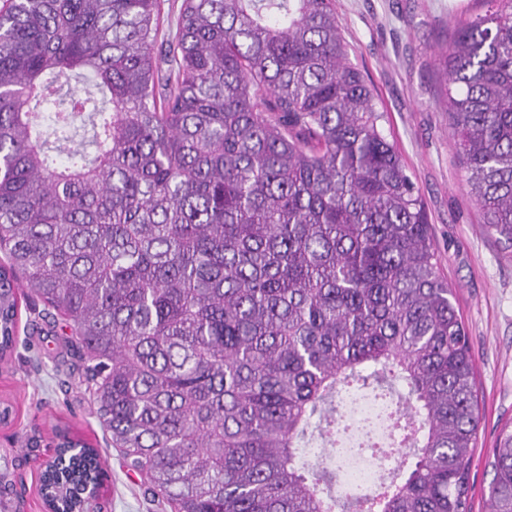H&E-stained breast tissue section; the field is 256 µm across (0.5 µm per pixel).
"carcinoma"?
<instances>
[{
  "mask_svg": "<svg viewBox=\"0 0 512 512\" xmlns=\"http://www.w3.org/2000/svg\"><path fill=\"white\" fill-rule=\"evenodd\" d=\"M440 52L484 223L512 243V0ZM6 0L0 8V358L17 290L66 321L108 444L174 512H470L473 356L424 203L335 0ZM396 400L410 458L336 499L309 437L336 397ZM489 512H512V428ZM85 454L46 478L90 512Z\"/></svg>",
  "mask_w": 512,
  "mask_h": 512,
  "instance_id": "obj_1",
  "label": "carcinoma"
}]
</instances>
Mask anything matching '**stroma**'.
Wrapping results in <instances>:
<instances>
[{"label":"stroma","instance_id":"obj_1","mask_svg":"<svg viewBox=\"0 0 512 512\" xmlns=\"http://www.w3.org/2000/svg\"><path fill=\"white\" fill-rule=\"evenodd\" d=\"M482 0H336L350 60L380 96L383 126L420 190L440 270L455 289V307L474 354L480 424L471 462V512H487L492 450L512 423V246L483 222L469 193L448 127L438 54L453 14L484 13ZM62 318L20 294L18 344L0 363V512H45L39 465L54 447V429L97 448L105 461L99 512H171L107 447L87 389L88 362L67 344Z\"/></svg>","mask_w":512,"mask_h":512}]
</instances>
